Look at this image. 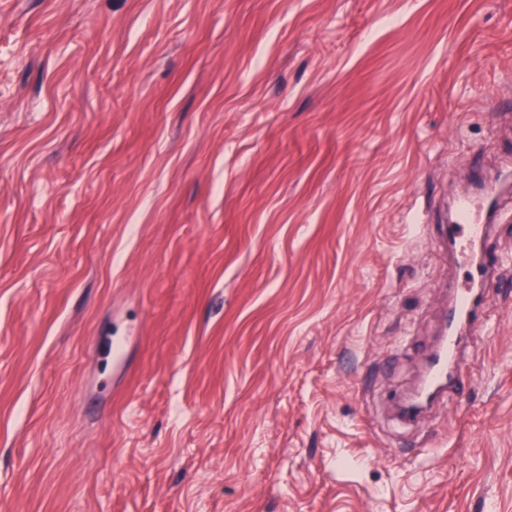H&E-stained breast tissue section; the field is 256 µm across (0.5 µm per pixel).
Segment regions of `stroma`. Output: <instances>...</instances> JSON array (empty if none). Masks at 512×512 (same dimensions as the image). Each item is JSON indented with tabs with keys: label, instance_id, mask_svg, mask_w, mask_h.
Wrapping results in <instances>:
<instances>
[{
	"label": "stroma",
	"instance_id": "35a3bbf8",
	"mask_svg": "<svg viewBox=\"0 0 512 512\" xmlns=\"http://www.w3.org/2000/svg\"><path fill=\"white\" fill-rule=\"evenodd\" d=\"M463 172L512 0H0V512H512V270L462 406L395 410Z\"/></svg>",
	"mask_w": 512,
	"mask_h": 512
}]
</instances>
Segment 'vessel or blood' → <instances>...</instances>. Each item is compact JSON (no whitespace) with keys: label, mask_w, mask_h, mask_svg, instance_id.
I'll use <instances>...</instances> for the list:
<instances>
[{"label":"vessel or blood","mask_w":512,"mask_h":512,"mask_svg":"<svg viewBox=\"0 0 512 512\" xmlns=\"http://www.w3.org/2000/svg\"><path fill=\"white\" fill-rule=\"evenodd\" d=\"M477 188L479 197L460 199L453 223L444 227L445 239L467 267L466 283L453 291L443 337L420 357L421 386L440 388L457 405L462 404L471 383L464 345L484 334L486 322L482 311L492 289L491 270L480 246L490 234L499 183L486 177L479 181Z\"/></svg>","instance_id":"1"}]
</instances>
